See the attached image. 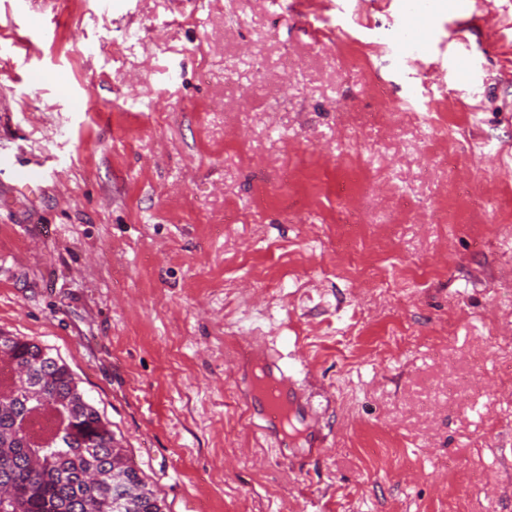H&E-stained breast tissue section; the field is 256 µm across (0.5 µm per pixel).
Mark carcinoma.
<instances>
[{
	"label": "carcinoma",
	"instance_id": "cac0c4a2",
	"mask_svg": "<svg viewBox=\"0 0 512 512\" xmlns=\"http://www.w3.org/2000/svg\"><path fill=\"white\" fill-rule=\"evenodd\" d=\"M0 366L56 406L59 423L35 439L17 424L29 413L26 394L0 409V512H115L117 477H124L122 512H165L110 422L86 398L74 373L40 345L3 333Z\"/></svg>",
	"mask_w": 512,
	"mask_h": 512
}]
</instances>
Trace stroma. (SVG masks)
<instances>
[{"label":"stroma","mask_w":512,"mask_h":512,"mask_svg":"<svg viewBox=\"0 0 512 512\" xmlns=\"http://www.w3.org/2000/svg\"><path fill=\"white\" fill-rule=\"evenodd\" d=\"M0 152V331L167 512H512V0H0ZM0 172H7L13 178L16 188L23 193L35 192L51 177V174L41 166L21 164L9 154H0ZM279 361L276 356H269L268 363L263 366L266 384L261 390L256 388L262 399L264 418L286 432L288 425L293 424L295 405L307 400L304 391L286 375Z\"/></svg>","instance_id":"stroma-1"}]
</instances>
